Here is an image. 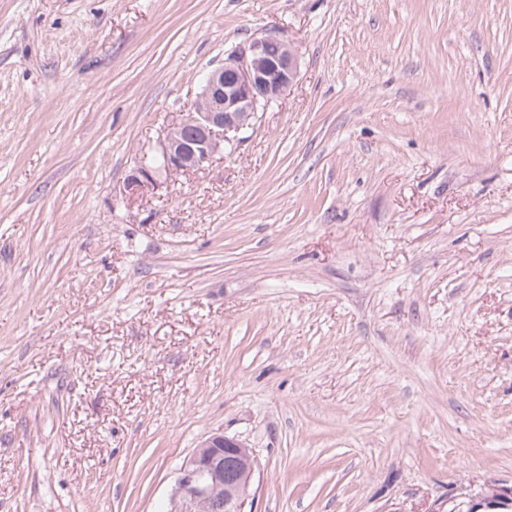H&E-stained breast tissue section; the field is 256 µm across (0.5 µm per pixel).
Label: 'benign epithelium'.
Returning a JSON list of instances; mask_svg holds the SVG:
<instances>
[{
	"label": "benign epithelium",
	"mask_w": 512,
	"mask_h": 512,
	"mask_svg": "<svg viewBox=\"0 0 512 512\" xmlns=\"http://www.w3.org/2000/svg\"><path fill=\"white\" fill-rule=\"evenodd\" d=\"M299 60L288 40L267 34L248 41L224 55V63L207 71L194 111L167 129L155 153L144 156L128 179L126 188L136 191L153 185L157 176L188 172L202 167L234 145L258 113L279 101L294 85ZM241 443L216 435L197 446L180 468L170 512H246L250 478L241 477L235 487L227 482L226 466ZM496 499L472 495L471 512L512 508V484H497Z\"/></svg>",
	"instance_id": "1"
}]
</instances>
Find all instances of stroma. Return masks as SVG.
<instances>
[{
	"mask_svg": "<svg viewBox=\"0 0 512 512\" xmlns=\"http://www.w3.org/2000/svg\"><path fill=\"white\" fill-rule=\"evenodd\" d=\"M271 31L287 94L127 192ZM215 434L254 512L512 484V0H0V512H168Z\"/></svg>",
	"mask_w": 512,
	"mask_h": 512,
	"instance_id": "1",
	"label": "stroma"
}]
</instances>
